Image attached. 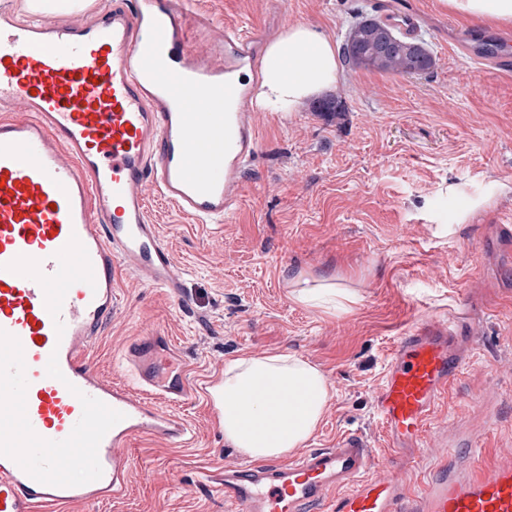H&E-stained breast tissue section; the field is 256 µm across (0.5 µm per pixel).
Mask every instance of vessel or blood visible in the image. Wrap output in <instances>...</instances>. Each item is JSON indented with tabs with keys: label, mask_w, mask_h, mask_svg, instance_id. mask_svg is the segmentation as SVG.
Instances as JSON below:
<instances>
[{
	"label": "vessel or blood",
	"mask_w": 512,
	"mask_h": 512,
	"mask_svg": "<svg viewBox=\"0 0 512 512\" xmlns=\"http://www.w3.org/2000/svg\"><path fill=\"white\" fill-rule=\"evenodd\" d=\"M54 0H34L26 21L0 5V512H65L122 497L132 436L186 446L176 413L191 389L167 359L166 337H139L122 356L125 381L104 380L89 359L116 302L118 272L147 274L182 295L185 284L137 187L201 224L234 213L258 149L252 113L263 44L228 28L216 66L192 36L206 19L186 0H103L85 24L39 21ZM404 33H418V0H376ZM457 47L486 77L512 73V35L469 30ZM24 110L21 119L13 118ZM457 320L429 319L398 337L375 417L404 470L425 453L426 423L464 360ZM222 378L203 397L222 422ZM437 463L415 495L375 477L377 454L347 433L289 464L248 462L224 473L235 512H512V453L489 467Z\"/></svg>",
	"instance_id": "obj_1"
}]
</instances>
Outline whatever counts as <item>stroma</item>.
Here are the masks:
<instances>
[{
  "label": "stroma",
  "instance_id": "obj_1",
  "mask_svg": "<svg viewBox=\"0 0 512 512\" xmlns=\"http://www.w3.org/2000/svg\"><path fill=\"white\" fill-rule=\"evenodd\" d=\"M190 9L211 22L192 44L210 58L229 26L276 40L306 25L338 48L374 12L373 0H191ZM423 9L429 73L342 61L323 97L343 111H315L310 99L285 117L259 110L258 152L226 223H196L152 182L141 185L185 290L175 297L146 275H119L112 316L90 350L102 378L121 380L126 347L150 334L169 339L196 388L232 358L284 351L317 365L330 387L309 447L356 432L382 453L373 396L393 341L424 317H463L481 340L459 333L466 364L427 422V444L441 455L476 440L466 461L477 466L512 448V241L499 231L512 209V75L484 79L454 50L456 13L444 0H423ZM493 180L503 190L491 197ZM299 276L357 299L306 307L289 295ZM180 412L193 434L187 447L132 437L127 493L67 512H232L224 471L244 455L225 443L203 398Z\"/></svg>",
  "mask_w": 512,
  "mask_h": 512
}]
</instances>
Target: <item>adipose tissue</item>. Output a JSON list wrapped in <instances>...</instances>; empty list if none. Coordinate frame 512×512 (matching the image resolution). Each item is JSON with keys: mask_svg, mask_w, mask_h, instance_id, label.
I'll return each mask as SVG.
<instances>
[{"mask_svg": "<svg viewBox=\"0 0 512 512\" xmlns=\"http://www.w3.org/2000/svg\"><path fill=\"white\" fill-rule=\"evenodd\" d=\"M447 4L474 21H512V0ZM300 46L309 50L306 59L295 56ZM336 80L332 43L309 27L296 26L269 47L257 102L272 112H294ZM329 400L323 372L308 361L283 352L231 359L224 364V440L255 460L288 456L316 432Z\"/></svg>", "mask_w": 512, "mask_h": 512, "instance_id": "adipose-tissue-1", "label": "adipose tissue"}]
</instances>
